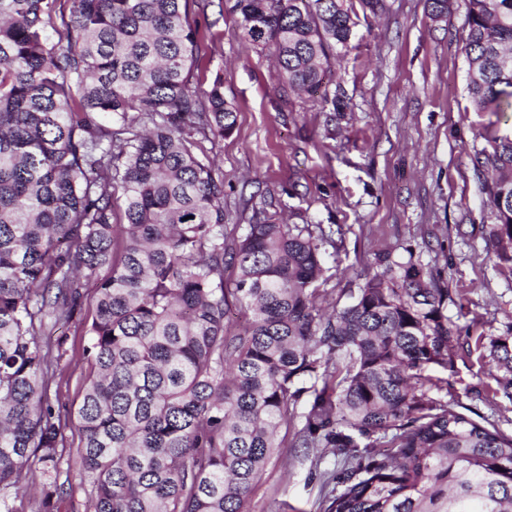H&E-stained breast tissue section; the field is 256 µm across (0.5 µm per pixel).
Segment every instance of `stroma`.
I'll list each match as a JSON object with an SVG mask.
<instances>
[{"instance_id": "stroma-1", "label": "stroma", "mask_w": 512, "mask_h": 512, "mask_svg": "<svg viewBox=\"0 0 512 512\" xmlns=\"http://www.w3.org/2000/svg\"><path fill=\"white\" fill-rule=\"evenodd\" d=\"M234 0H201L195 9L202 65L199 94L215 74L237 113L234 131L211 152L224 175V222L245 228L254 210L289 224L332 229L322 249L329 287L355 288L376 272L375 255L427 267L452 297L448 316L470 352L447 379L459 406L476 420L512 435V400L486 392L478 336L512 325V268L498 264L492 230L496 210L482 190L474 157L486 133L512 135V118L474 111L464 51L467 0H451L439 19L427 0H384L362 16L347 54L332 64L344 97L342 111L279 87L275 57L249 44L230 11ZM62 359L50 399L67 414L77 409L88 374L87 328L54 333ZM53 512H91V498L74 453L75 426L64 430ZM319 462L278 457L256 483L249 512H315L323 496Z\"/></svg>"}]
</instances>
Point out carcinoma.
I'll return each mask as SVG.
<instances>
[{"mask_svg":"<svg viewBox=\"0 0 512 512\" xmlns=\"http://www.w3.org/2000/svg\"><path fill=\"white\" fill-rule=\"evenodd\" d=\"M467 92L512 112V0H467ZM196 0H0V512L58 473L68 418L41 344L95 312L76 411L94 512H248L284 448L340 458L320 512H512V435L441 396L461 356L448 289L388 252L340 294L320 224L224 225L206 144L237 112L201 105ZM383 0H235L285 89L314 92ZM474 158L512 245V137ZM122 204H117V199ZM110 273L99 278L100 269ZM346 301H341V297ZM248 317L227 331L230 306ZM512 398V328L479 337Z\"/></svg>","mask_w":512,"mask_h":512,"instance_id":"obj_1","label":"carcinoma"}]
</instances>
